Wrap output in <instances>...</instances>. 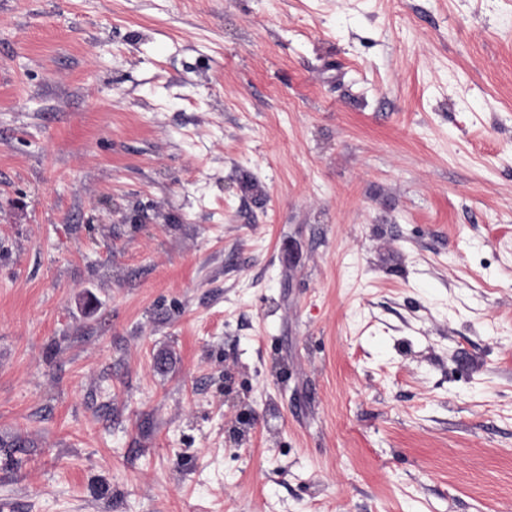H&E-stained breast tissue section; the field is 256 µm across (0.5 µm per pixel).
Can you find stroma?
Here are the masks:
<instances>
[{
	"mask_svg": "<svg viewBox=\"0 0 512 512\" xmlns=\"http://www.w3.org/2000/svg\"><path fill=\"white\" fill-rule=\"evenodd\" d=\"M512 512V0H0V505Z\"/></svg>",
	"mask_w": 512,
	"mask_h": 512,
	"instance_id": "35a3bbf8",
	"label": "stroma"
}]
</instances>
